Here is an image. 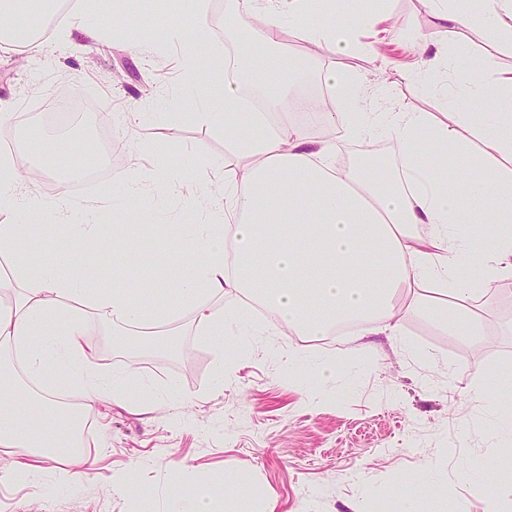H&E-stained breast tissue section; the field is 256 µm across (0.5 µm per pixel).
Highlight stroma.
Instances as JSON below:
<instances>
[{"mask_svg": "<svg viewBox=\"0 0 512 512\" xmlns=\"http://www.w3.org/2000/svg\"><path fill=\"white\" fill-rule=\"evenodd\" d=\"M389 10L390 30L365 37L376 54L338 57L291 36L265 65L303 51L323 66L363 71L370 84L389 88L402 108L437 111L440 98L430 87L378 68L382 55L400 66L414 61V37L435 30L426 0H391ZM44 18L36 0H18L13 22L39 31L48 44L42 55L0 44V100L13 111L12 120L0 124V142L33 154L46 169H60L66 160L89 162L95 151L85 138H76L62 157L53 152L51 137L33 136L61 94L80 96L98 130L111 137L115 156L109 175L72 197L106 213L124 202L113 172L129 166L143 141L162 143L154 160L175 170L223 159L220 130L189 120L171 126L153 120V113L175 109L172 93L158 79L171 69L167 57L134 55L110 41L76 53L57 38L63 21L47 27ZM162 22L156 11L142 13L138 0H112L108 24L115 29L143 35ZM131 110L143 113L140 125L125 123ZM155 206L158 221L142 226V244L126 249L123 270L130 277L148 271L172 280L182 263L166 236L184 201L160 194ZM72 309L87 324V341L103 372L135 370L166 400L144 409L107 401L82 409L90 436L81 455L45 463L30 481L0 482V512H165L173 481L189 493L200 485L221 487L228 475L261 490L248 512H265L270 504L275 512H392L398 477L426 466L447 479L449 495L464 512H484V478L452 474L456 462L476 463L491 453L484 434L471 426L481 406L458 392L455 378L478 369L512 370V330L506 326L512 304L485 302L479 312L484 334L470 345L418 312L403 315L396 336H364L354 329L328 349L304 342L305 361L290 378L258 343L216 360L195 336L188 313L173 323L178 338L169 344L170 356L132 361L124 349L141 328L112 320L84 300ZM331 354L345 358L348 369L334 391L312 401L309 365ZM176 463L183 466L178 476L172 472Z\"/></svg>", "mask_w": 512, "mask_h": 512, "instance_id": "stroma-1", "label": "stroma"}]
</instances>
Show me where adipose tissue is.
<instances>
[{"instance_id":"ef3b65f1","label":"adipose tissue","mask_w":512,"mask_h":512,"mask_svg":"<svg viewBox=\"0 0 512 512\" xmlns=\"http://www.w3.org/2000/svg\"><path fill=\"white\" fill-rule=\"evenodd\" d=\"M450 38L431 57L419 58L400 76L437 85L451 81L441 112L401 108L378 112L364 75L325 69L307 55L256 79L259 56L250 42L237 46L233 77L224 75L223 54L211 51L206 21L172 25L160 34L127 42L135 53L178 44L183 104L201 103L196 120L222 130L236 164L212 163L208 175L146 166L153 154L142 143L140 161L115 174L126 189L122 210L105 216L66 194L48 197L25 189L22 160L0 152V243L37 232L38 247L16 254V276L0 280V345L23 360L32 392L12 375L0 376V447L20 458L10 480L34 479L42 463L63 457L73 428L57 397L79 393L84 405L101 400L137 405L145 391L140 377L102 376L86 345L88 329L65 304L88 293L92 266L85 244L103 237L124 242L137 224L154 222L156 193L175 194L187 212L174 240L184 267L175 292L144 279L114 277L111 291L93 297L113 319L137 324L140 298L156 297L153 322L172 323L191 311L195 333L207 337L216 357L246 348L244 337H229L241 306L216 307L228 290L263 301L268 319L302 336H324L337 322L378 323L397 335L398 299L420 311L461 342L481 333L477 306L512 279V70H497L476 56L471 35L512 51V0H428ZM259 14L266 46L281 47L297 31L327 51L346 56L363 48L359 30L387 19V0L355 8L350 0H241ZM108 0H81L68 26L86 39L106 37ZM313 76L325 86L335 109L321 100L299 99L298 109L321 114L333 136L314 138L286 105L287 75ZM386 131L395 162L383 168L335 164L349 142ZM82 223H74L75 212ZM69 275L58 273V266ZM462 391L486 412L479 425L494 445L481 462L484 476L512 470V373H474ZM37 403L34 422L20 410ZM398 512H419V497H438L442 512H462L444 481L401 476Z\"/></svg>"}]
</instances>
